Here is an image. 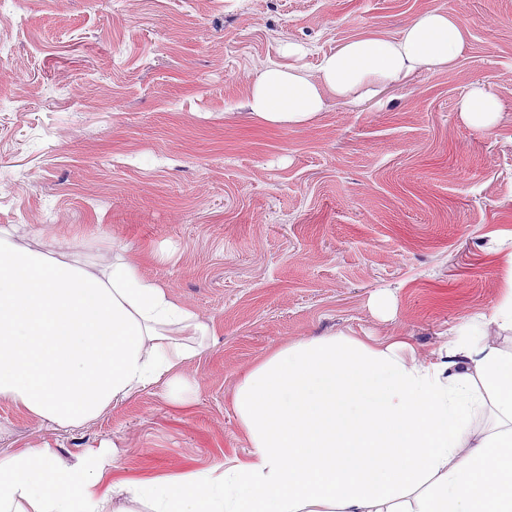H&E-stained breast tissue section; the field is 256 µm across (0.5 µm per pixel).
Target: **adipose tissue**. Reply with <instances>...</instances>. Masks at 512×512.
I'll use <instances>...</instances> for the list:
<instances>
[{"label": "adipose tissue", "instance_id": "adipose-tissue-1", "mask_svg": "<svg viewBox=\"0 0 512 512\" xmlns=\"http://www.w3.org/2000/svg\"><path fill=\"white\" fill-rule=\"evenodd\" d=\"M466 31L454 11L416 14L400 37L366 34L317 75L260 68L248 109L278 127L311 123L327 99L360 103L422 72L452 68ZM497 100L473 88L466 123ZM0 225V402L65 428L162 386L178 407L181 370L214 334L142 258L120 248L85 265ZM234 407L251 447L210 470L113 478L112 451L54 448L0 458V512H512V352L455 335L429 357L401 338L346 334L285 344L245 372Z\"/></svg>", "mask_w": 512, "mask_h": 512}]
</instances>
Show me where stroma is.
<instances>
[{
    "label": "stroma",
    "instance_id": "1",
    "mask_svg": "<svg viewBox=\"0 0 512 512\" xmlns=\"http://www.w3.org/2000/svg\"><path fill=\"white\" fill-rule=\"evenodd\" d=\"M432 8L467 32L453 68L328 99L302 127L251 119L249 80L288 43L312 75ZM0 41V225L86 263L116 241L150 248L143 273L216 328L183 365L188 407L155 387L59 429L0 403L1 457L105 446L127 474L204 470L245 456L234 392L271 350L344 333L401 336L424 357L498 303L512 0H14ZM475 87L501 105L492 129L458 111Z\"/></svg>",
    "mask_w": 512,
    "mask_h": 512
}]
</instances>
